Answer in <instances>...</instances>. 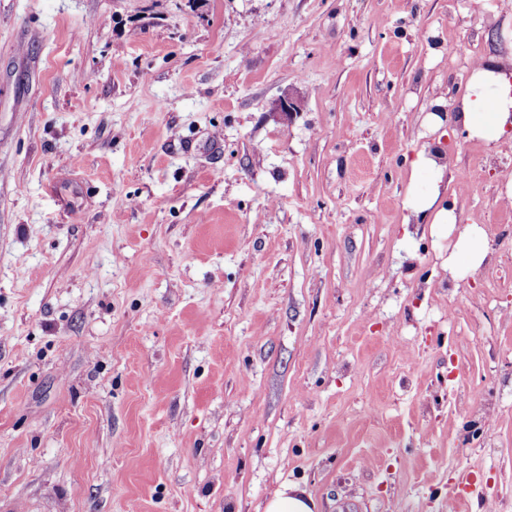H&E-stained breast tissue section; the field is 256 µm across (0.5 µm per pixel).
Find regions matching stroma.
Segmentation results:
<instances>
[{
    "label": "stroma",
    "instance_id": "1",
    "mask_svg": "<svg viewBox=\"0 0 512 512\" xmlns=\"http://www.w3.org/2000/svg\"><path fill=\"white\" fill-rule=\"evenodd\" d=\"M498 53L512 0H0V512H512V141L425 123ZM437 156L431 155L430 151H419L410 162L414 180L406 206L418 219L431 220L430 224H448V236L457 230L454 248L448 256V270L454 272L461 265L475 271L488 260L487 238L478 224H464L457 228L454 211L441 206L443 166L438 163ZM315 503L294 485H283L268 501L265 512H313Z\"/></svg>",
    "mask_w": 512,
    "mask_h": 512
}]
</instances>
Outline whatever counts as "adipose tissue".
Masks as SVG:
<instances>
[{
    "mask_svg": "<svg viewBox=\"0 0 512 512\" xmlns=\"http://www.w3.org/2000/svg\"><path fill=\"white\" fill-rule=\"evenodd\" d=\"M452 118L471 139L495 148L512 139V54L488 55L474 63L465 93L452 104ZM414 180L406 205L421 220L456 227L457 238L448 256L449 270L474 271L489 257L487 238L476 224L457 226L452 209L441 206L443 168L430 152H418L411 161Z\"/></svg>",
    "mask_w": 512,
    "mask_h": 512,
    "instance_id": "obj_1",
    "label": "adipose tissue"
}]
</instances>
